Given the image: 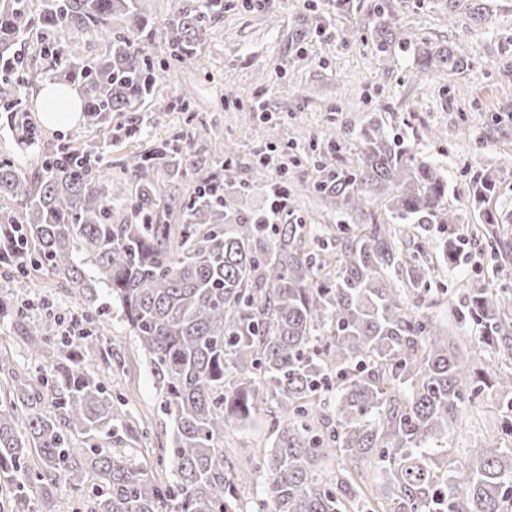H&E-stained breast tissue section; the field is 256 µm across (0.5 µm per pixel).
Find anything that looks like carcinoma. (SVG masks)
Segmentation results:
<instances>
[{
	"label": "carcinoma",
	"mask_w": 512,
	"mask_h": 512,
	"mask_svg": "<svg viewBox=\"0 0 512 512\" xmlns=\"http://www.w3.org/2000/svg\"><path fill=\"white\" fill-rule=\"evenodd\" d=\"M377 7L380 51L397 39ZM223 0H181L159 26L143 0H0V112L13 130L39 135L21 88L50 81L73 87L87 128L112 126L131 137L160 124L170 105L141 115L163 73L194 66ZM40 34L38 56L18 46ZM108 37V50L82 59L61 34ZM164 45L156 52V44ZM413 80L468 65L459 44L413 45ZM224 158L232 185L235 149ZM101 154L68 137L33 169L0 155V272L25 283L38 272L59 279L89 306L103 289L136 338L156 380L171 436L158 463L175 469L163 482L134 452L148 432L122 409L102 368L104 326L77 336L60 321L37 322L34 305L9 307L18 337L47 369L32 380L0 351V483L9 490L0 512H39L38 501L63 484L73 491L63 512H241L244 484L265 481L250 512H512V448L496 441L470 450L466 465L448 459V435L462 410L490 389L512 435V372L471 377L455 338L434 316L409 307L407 294L430 284V262L401 250L400 237L462 223L448 202L440 166L399 145L373 120L355 161L301 181L338 216L351 217L336 237L310 224H268L233 208L223 193L203 189L161 195L160 179H179L188 161L161 143L104 173ZM129 216L112 223V195ZM496 180L469 187L475 207L489 202ZM382 202L385 216L371 211ZM180 213L183 223L164 216ZM458 318L478 327L481 342L512 358V290L475 288ZM270 413L268 450L260 457L224 446L260 411ZM371 459L375 496L338 457Z\"/></svg>",
	"instance_id": "1"
}]
</instances>
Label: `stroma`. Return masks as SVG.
Here are the masks:
<instances>
[{
  "label": "stroma",
  "mask_w": 512,
  "mask_h": 512,
  "mask_svg": "<svg viewBox=\"0 0 512 512\" xmlns=\"http://www.w3.org/2000/svg\"><path fill=\"white\" fill-rule=\"evenodd\" d=\"M378 2L353 0L352 9L340 12L332 0H256L249 6L224 0L223 14L208 31L200 66L168 71L147 100L149 111L170 103L161 124L119 142L111 141L108 131L80 123L69 132L101 147L104 159L115 162L150 145L178 141L194 172L163 183L161 189L184 196L194 192L200 176L216 168L211 145L233 144L236 187L229 195L236 209L253 212L268 206L265 187L251 184L258 147L274 146L279 161L311 180L317 175L316 157L329 164L339 158L354 161L360 131L371 120L382 119L395 138L445 170L449 199L462 213L461 224L446 230L432 227L426 237L403 238V246L422 248L424 257L432 259L443 237L468 240L454 265L435 271L431 292L410 299V306L428 309L464 340L469 369L510 368L512 359L482 347L476 327L457 319L455 311L471 289H512V252L498 254L470 241L490 215L501 238L512 243V0H486L487 13L480 21L471 16L468 0H390L389 18L401 40L384 53L367 24ZM423 41L467 46L469 65L453 82L456 90H449L450 82L440 77L411 81L416 64L410 47ZM259 95L272 119L252 125L243 109ZM176 98L191 102L195 119L173 107ZM331 126L343 136L337 151L322 138ZM60 136L46 127L39 139L21 144L0 117V153L29 167L52 152ZM478 172L498 180L497 191L480 210L468 200L470 179ZM26 299L35 300L39 311L61 317L98 315L68 296L53 275H38L29 288L0 278L1 301ZM106 322L105 341L122 361L112 372V385L126 411L144 419L154 446H161L170 436V422L159 408L146 358L117 312H110ZM497 412L494 393L484 391L449 438L451 460L467 463L470 448L483 440L512 447V436L500 435L491 421Z\"/></svg>",
  "instance_id": "1"
}]
</instances>
